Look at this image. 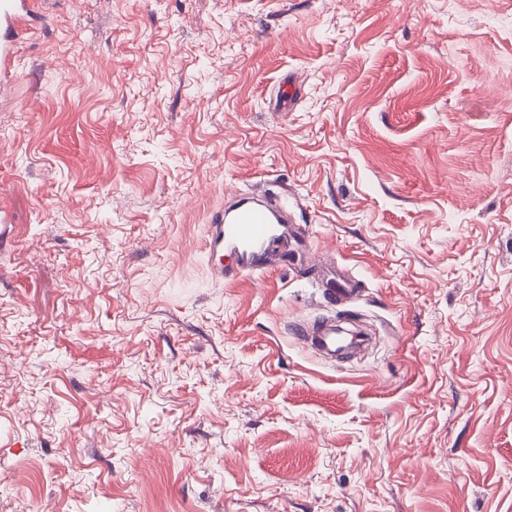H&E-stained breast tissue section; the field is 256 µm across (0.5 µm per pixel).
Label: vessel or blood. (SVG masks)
Returning a JSON list of instances; mask_svg holds the SVG:
<instances>
[{
    "instance_id": "obj_1",
    "label": "vessel or blood",
    "mask_w": 512,
    "mask_h": 512,
    "mask_svg": "<svg viewBox=\"0 0 512 512\" xmlns=\"http://www.w3.org/2000/svg\"><path fill=\"white\" fill-rule=\"evenodd\" d=\"M49 0H0V88H5L15 74L19 44L34 20L42 18ZM311 239L307 226L290 219L287 197L264 200L248 196L242 202H230L214 211L205 230L204 252L210 259L211 280L234 284L246 276L272 267L303 266L309 261ZM233 255L230 265L217 263L220 252ZM324 296L339 302L358 296V280L334 273L319 282ZM296 334L305 344L335 351L339 338L334 325L319 322L297 324Z\"/></svg>"
}]
</instances>
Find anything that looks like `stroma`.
I'll list each match as a JSON object with an SVG mask.
<instances>
[{"instance_id":"stroma-1","label":"stroma","mask_w":512,"mask_h":512,"mask_svg":"<svg viewBox=\"0 0 512 512\" xmlns=\"http://www.w3.org/2000/svg\"><path fill=\"white\" fill-rule=\"evenodd\" d=\"M19 56L0 512H512V0H54ZM286 188L312 266L212 284ZM318 288H321L324 296L336 302L356 297L361 292L358 280L348 275H337L336 270L323 275ZM295 334L303 343L315 345L333 353L336 352L340 339L336 336V326L324 321L314 325L297 323Z\"/></svg>"}]
</instances>
